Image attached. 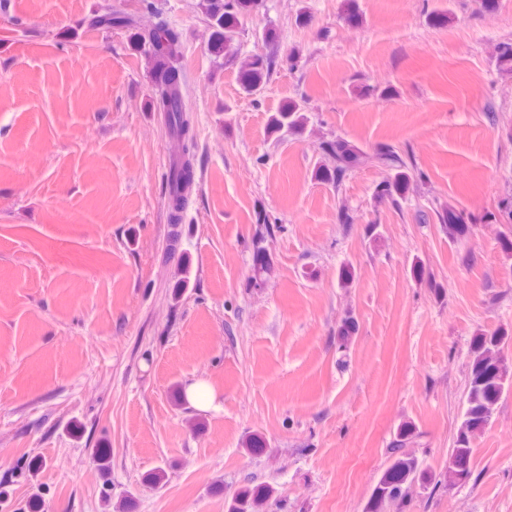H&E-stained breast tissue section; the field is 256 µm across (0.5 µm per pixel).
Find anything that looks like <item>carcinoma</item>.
<instances>
[{
    "mask_svg": "<svg viewBox=\"0 0 512 512\" xmlns=\"http://www.w3.org/2000/svg\"><path fill=\"white\" fill-rule=\"evenodd\" d=\"M262 0H202L201 7L212 29L209 50L216 56L235 57L234 46L243 30L245 21L259 12ZM92 24H110L116 28H137L133 15L115 12L97 16ZM136 49L148 47L147 54L153 62L158 105L165 113L170 129L181 141V155L172 178L175 188L169 191L170 222L179 224L186 204V190L194 181V156L196 141L193 120L186 110L179 86V64L183 55L180 34L170 27L166 19L159 16L155 25L146 33L131 35ZM497 73L512 78V43L502 42L494 56ZM276 68L274 56H254L241 62L238 82L248 95L259 94ZM308 116L297 101L283 104L268 119V131L274 135L286 130L295 135L305 132ZM325 160L314 169V178L322 183L340 188L349 171L364 162L372 161L387 170V176L377 185L376 197L400 207L406 198L416 169L409 153H402L391 145H385L369 157L357 145L344 139L323 144ZM439 223L443 224L448 240L454 242L466 238L474 221L483 223H512V197L501 201L498 211L487 212L480 218L469 217L453 205L435 211ZM271 261L259 249L254 255V277L260 278L271 272ZM358 330L356 318L348 313L336 330L339 347H347ZM512 341V328L497 327L481 330L470 341L468 349V375L465 407L457 429L453 447L448 453L445 471L435 474L425 469L417 456L403 451V447L417 437L413 424L405 422L396 432L391 463L381 474L365 505L364 512H396L404 507L410 490L419 486L444 485L448 488L466 484L473 475L474 442L495 415L504 394L512 390V372L504 357L505 345ZM274 494V489L263 483L249 484L236 493L228 505V512H262Z\"/></svg>",
    "mask_w": 512,
    "mask_h": 512,
    "instance_id": "cac0c4a2",
    "label": "carcinoma"
}]
</instances>
